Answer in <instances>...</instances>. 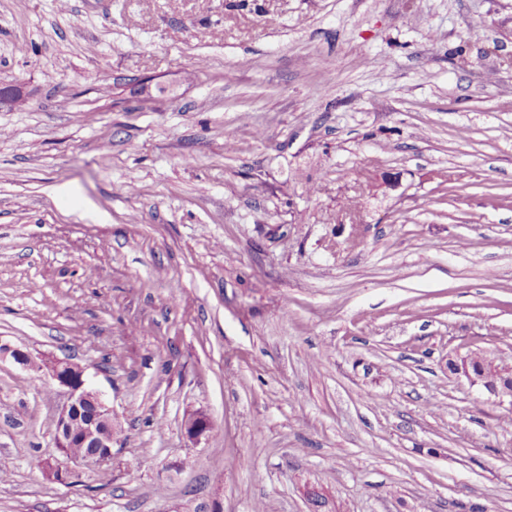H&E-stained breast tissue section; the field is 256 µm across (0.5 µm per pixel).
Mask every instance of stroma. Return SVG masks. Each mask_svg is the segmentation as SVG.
<instances>
[{
	"label": "stroma",
	"mask_w": 512,
	"mask_h": 512,
	"mask_svg": "<svg viewBox=\"0 0 512 512\" xmlns=\"http://www.w3.org/2000/svg\"><path fill=\"white\" fill-rule=\"evenodd\" d=\"M1 80L0 512H512V0H0ZM451 372L455 375L466 377L471 383H481L490 393L504 397L512 396V388L506 386V374L494 358L483 354V361L477 368L470 364L468 355L463 357L450 358L448 360ZM51 380L59 386L68 389V401L58 413L56 421L66 423L69 418L80 410L81 406L92 405L98 412L99 420L91 422L85 427V422L93 415V408L87 407L83 412L73 419L71 429L79 434L83 427V442L73 440L67 447L59 448L64 455L63 460L46 459L42 462L44 473L58 482H70L79 473L83 465L95 464L98 466L107 465L112 460V441L115 435L113 427L114 414L102 399L100 393L87 385L84 379V369L74 363L58 359H49L44 365ZM106 426V428L104 427ZM97 451L87 456H66L82 455Z\"/></svg>",
	"instance_id": "stroma-1"
}]
</instances>
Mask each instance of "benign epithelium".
<instances>
[{"label": "benign epithelium", "instance_id": "obj_1", "mask_svg": "<svg viewBox=\"0 0 512 512\" xmlns=\"http://www.w3.org/2000/svg\"><path fill=\"white\" fill-rule=\"evenodd\" d=\"M30 93L25 86L15 82H0V107L13 106L17 102L26 101ZM451 372L462 375L472 383L482 384L490 393L504 397L512 396V388L506 386V374L496 364L495 359L483 355V361L478 367H473L468 357L448 359ZM45 369L51 380L68 389V401L58 413L57 420L67 422L80 407L91 405L98 412V421L84 427L83 442L96 449L87 456H63V459H47L42 462L44 473L58 482H68L79 473L83 465L95 464L104 466L112 460V441L115 435L113 427L114 416L112 408L102 399L100 393L87 385L84 379V369L74 363L58 359L45 362ZM210 427L209 420L199 412L186 416L184 431L187 437L197 441Z\"/></svg>", "mask_w": 512, "mask_h": 512}]
</instances>
